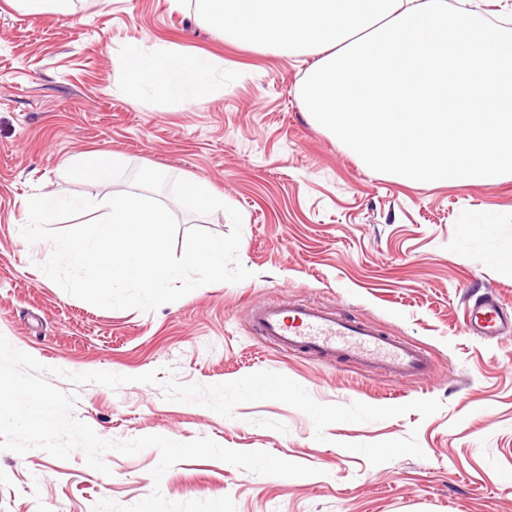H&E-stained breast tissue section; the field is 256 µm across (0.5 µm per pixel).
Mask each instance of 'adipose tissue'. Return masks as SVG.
I'll return each instance as SVG.
<instances>
[{
	"instance_id": "obj_1",
	"label": "adipose tissue",
	"mask_w": 512,
	"mask_h": 512,
	"mask_svg": "<svg viewBox=\"0 0 512 512\" xmlns=\"http://www.w3.org/2000/svg\"><path fill=\"white\" fill-rule=\"evenodd\" d=\"M221 59L191 56L175 43L157 45L152 53L134 49L123 59L130 85L139 94L163 90L169 98L189 99L201 88L210 85Z\"/></svg>"
}]
</instances>
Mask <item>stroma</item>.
<instances>
[{"mask_svg":"<svg viewBox=\"0 0 512 512\" xmlns=\"http://www.w3.org/2000/svg\"><path fill=\"white\" fill-rule=\"evenodd\" d=\"M71 16H33L0 0V335L43 365L211 385L283 374L322 404L395 406L436 399L423 418L340 422L317 441L312 420L278 401L232 417L164 400L159 387L113 390L58 380L72 418L102 438H209L316 468L257 475L189 459L154 481L157 449L0 452V512H93L160 488L171 501L231 496L236 512H512V334L468 335L466 306L494 292L512 320V252L477 247L485 223L512 234V179L407 185L367 170L306 112L297 93L311 63L225 42L195 0H72ZM174 42L223 59L224 77L195 98L143 99L123 89L121 56ZM126 161L76 171L90 152ZM210 184L243 216L240 263L250 278L212 283L154 311L104 309L42 282V242L21 234L33 196L132 190L141 167ZM313 303L424 348L431 375L397 381L347 362L285 353L259 336L252 310Z\"/></svg>","mask_w":512,"mask_h":512,"instance_id":"obj_1","label":"stroma"}]
</instances>
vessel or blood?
<instances>
[{"mask_svg": "<svg viewBox=\"0 0 512 512\" xmlns=\"http://www.w3.org/2000/svg\"><path fill=\"white\" fill-rule=\"evenodd\" d=\"M251 320L260 335L285 352L341 357L396 379L417 378L431 371V359L420 347L382 335L369 323L341 318L325 306L270 303L253 309ZM464 327L467 333L485 339L512 329L503 321L497 300L491 295L468 310Z\"/></svg>", "mask_w": 512, "mask_h": 512, "instance_id": "1", "label": "vessel or blood"}]
</instances>
